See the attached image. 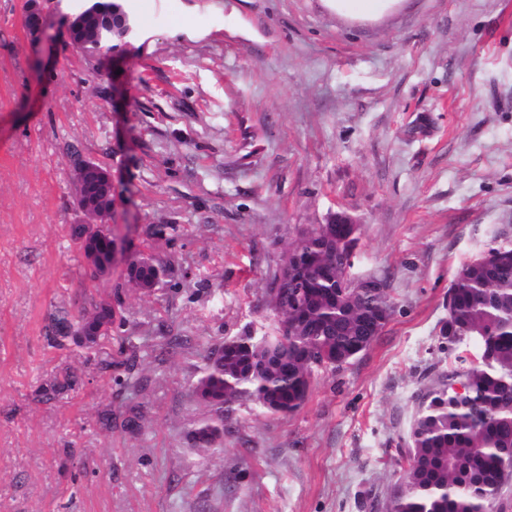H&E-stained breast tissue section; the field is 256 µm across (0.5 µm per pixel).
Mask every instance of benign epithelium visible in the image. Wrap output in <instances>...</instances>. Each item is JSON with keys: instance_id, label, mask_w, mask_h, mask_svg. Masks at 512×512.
Listing matches in <instances>:
<instances>
[{"instance_id": "7a95c632", "label": "benign epithelium", "mask_w": 512, "mask_h": 512, "mask_svg": "<svg viewBox=\"0 0 512 512\" xmlns=\"http://www.w3.org/2000/svg\"><path fill=\"white\" fill-rule=\"evenodd\" d=\"M113 18L112 9L99 4V0H86L83 7L69 20V31L79 32L83 39L92 41L98 34L97 24L104 18ZM72 185L77 188L76 207L79 220L73 227V234L82 247L88 267L93 274L102 278L107 275V264L100 260L94 247L95 241L110 226L112 214L113 181L112 174L101 168L95 161L84 157L71 165ZM353 293L368 290L378 292L385 284L375 278L348 277Z\"/></svg>"}]
</instances>
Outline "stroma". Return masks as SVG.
Wrapping results in <instances>:
<instances>
[{"instance_id": "stroma-1", "label": "stroma", "mask_w": 512, "mask_h": 512, "mask_svg": "<svg viewBox=\"0 0 512 512\" xmlns=\"http://www.w3.org/2000/svg\"><path fill=\"white\" fill-rule=\"evenodd\" d=\"M83 4L43 0L33 38L28 0H0V512H368L406 468L424 370L448 365L451 281L512 241V0H397L373 20L122 0L137 35L105 59L69 44ZM76 154L112 174L124 256L103 279L72 236ZM338 212L358 224L352 275L393 302L379 336L315 369L295 413L244 399L220 447H193L206 356L273 335L283 253ZM137 254L166 287H129ZM113 288L137 355L121 385L48 338ZM173 335L189 349L161 354ZM67 367L76 385L53 391Z\"/></svg>"}]
</instances>
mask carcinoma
<instances>
[{
    "label": "carcinoma",
    "instance_id": "cac0c4a2",
    "mask_svg": "<svg viewBox=\"0 0 512 512\" xmlns=\"http://www.w3.org/2000/svg\"><path fill=\"white\" fill-rule=\"evenodd\" d=\"M349 232L343 224L313 229L291 248L298 252L299 296L288 301L293 331L257 341L235 336L220 345L224 365L206 363L193 385L211 416L191 439L213 448L224 436L232 404L247 396L273 414L288 415L305 403L313 370L336 368L366 350L377 338L371 320L388 319L387 292L351 296L345 279ZM493 257L464 263L448 289V321L442 338L448 350L466 339L477 343L479 363L436 373L420 391L406 447L408 466L373 512H481L512 479V246L490 248ZM157 263L128 270L127 283L144 294L164 285ZM121 289L91 300L90 309L56 319L50 341L63 345L105 315L109 330L123 331L125 320L112 301Z\"/></svg>",
    "mask_w": 512,
    "mask_h": 512
}]
</instances>
